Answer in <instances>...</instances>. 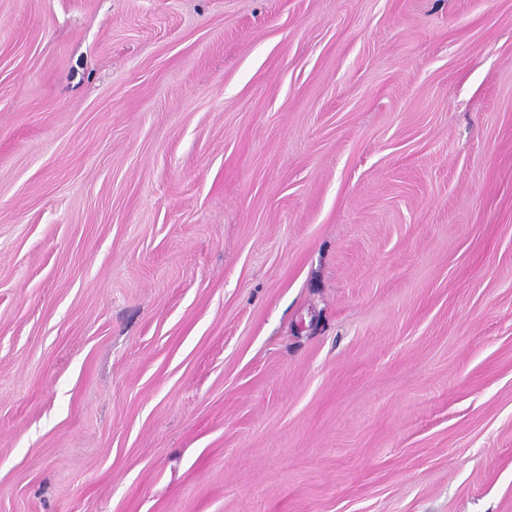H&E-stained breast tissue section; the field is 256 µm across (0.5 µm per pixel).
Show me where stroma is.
Segmentation results:
<instances>
[{
	"label": "stroma",
	"mask_w": 512,
	"mask_h": 512,
	"mask_svg": "<svg viewBox=\"0 0 512 512\" xmlns=\"http://www.w3.org/2000/svg\"><path fill=\"white\" fill-rule=\"evenodd\" d=\"M0 512H512V0H0Z\"/></svg>",
	"instance_id": "1"
}]
</instances>
